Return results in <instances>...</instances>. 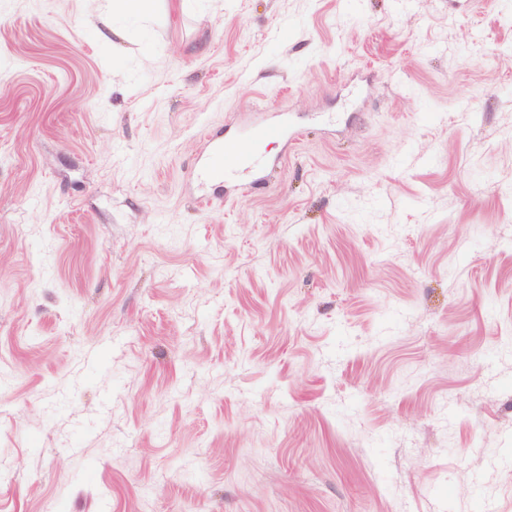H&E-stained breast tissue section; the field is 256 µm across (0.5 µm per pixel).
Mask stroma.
Wrapping results in <instances>:
<instances>
[{
	"instance_id": "stroma-1",
	"label": "stroma",
	"mask_w": 512,
	"mask_h": 512,
	"mask_svg": "<svg viewBox=\"0 0 512 512\" xmlns=\"http://www.w3.org/2000/svg\"><path fill=\"white\" fill-rule=\"evenodd\" d=\"M283 118L201 205L207 134ZM478 487L512 512V0H0V512Z\"/></svg>"
}]
</instances>
